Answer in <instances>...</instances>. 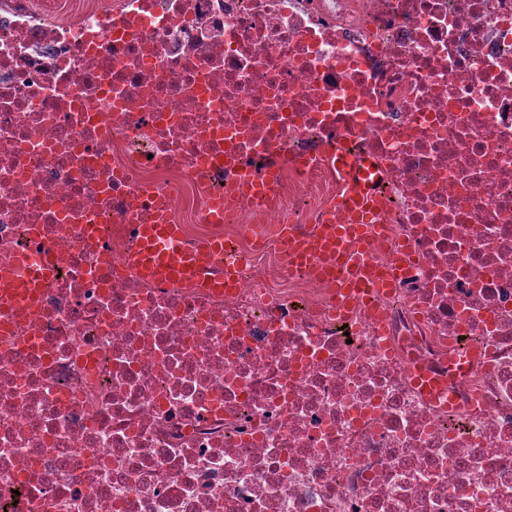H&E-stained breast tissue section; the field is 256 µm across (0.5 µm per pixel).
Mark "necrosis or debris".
I'll return each mask as SVG.
<instances>
[{
    "mask_svg": "<svg viewBox=\"0 0 512 512\" xmlns=\"http://www.w3.org/2000/svg\"><path fill=\"white\" fill-rule=\"evenodd\" d=\"M340 149L381 186L369 260L410 255L348 298L285 243ZM161 211L235 288L138 272ZM33 245L0 512H512V0H0V273ZM51 267L45 261L42 253L39 252L37 259L34 261L28 260L27 275L24 283L14 288H41L52 273Z\"/></svg>",
    "mask_w": 512,
    "mask_h": 512,
    "instance_id": "1",
    "label": "necrosis or debris"
}]
</instances>
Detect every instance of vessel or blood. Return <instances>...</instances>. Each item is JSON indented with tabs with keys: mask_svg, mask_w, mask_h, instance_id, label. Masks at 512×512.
Returning <instances> with one entry per match:
<instances>
[{
	"mask_svg": "<svg viewBox=\"0 0 512 512\" xmlns=\"http://www.w3.org/2000/svg\"><path fill=\"white\" fill-rule=\"evenodd\" d=\"M343 194L339 206L349 218L345 224H327L302 248H291L292 260L298 264H309L320 259L323 270L338 267L346 242L363 237L379 207L376 185L371 180L367 164L355 160L353 154L340 151L334 164ZM182 236L180 226L175 224H140L136 227L137 251L135 263L143 274L172 281H183L194 275L200 264V255L179 249ZM52 273L44 258L29 262L24 279V290L14 292L15 304L29 302V289L41 287Z\"/></svg>",
	"mask_w": 512,
	"mask_h": 512,
	"instance_id": "obj_1",
	"label": "vessel or blood"
}]
</instances>
